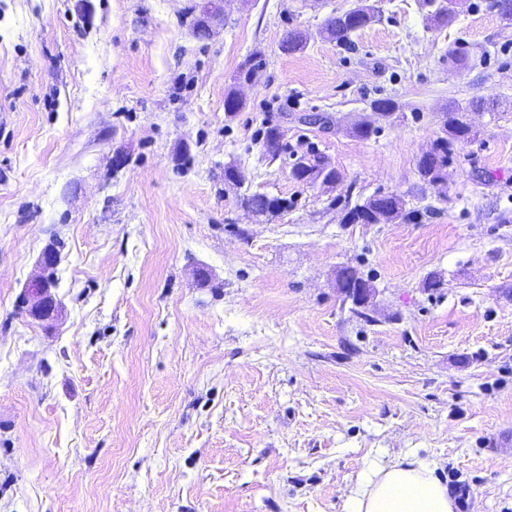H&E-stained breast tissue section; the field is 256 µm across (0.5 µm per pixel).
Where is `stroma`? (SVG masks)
Listing matches in <instances>:
<instances>
[{"label": "stroma", "instance_id": "1", "mask_svg": "<svg viewBox=\"0 0 512 512\" xmlns=\"http://www.w3.org/2000/svg\"><path fill=\"white\" fill-rule=\"evenodd\" d=\"M360 1L226 0L201 38L202 0H0V512H344L411 453L464 512H512V20L364 0L350 46L327 38ZM451 105L477 136L432 187L416 163ZM309 152L336 185L292 179ZM377 192L430 213L343 223ZM252 193L292 205L259 221ZM58 239L48 326L18 296ZM373 17L371 6L351 8L326 20L325 31L337 44H347L351 35L368 25ZM264 66L265 58L263 52L260 50L252 52L240 67L235 78L236 82H257Z\"/></svg>", "mask_w": 512, "mask_h": 512}]
</instances>
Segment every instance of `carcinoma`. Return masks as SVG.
Here are the masks:
<instances>
[{"instance_id": "carcinoma-1", "label": "carcinoma", "mask_w": 512, "mask_h": 512, "mask_svg": "<svg viewBox=\"0 0 512 512\" xmlns=\"http://www.w3.org/2000/svg\"><path fill=\"white\" fill-rule=\"evenodd\" d=\"M454 0H448V7L435 8L430 14L434 24L444 27L450 25L456 17L452 5ZM374 17L370 6H358L346 10L326 20L325 31L338 44H347L351 35L368 25ZM265 66L264 54L260 50L252 52L240 67L236 82H257ZM473 136V129L466 118V110L451 106L444 113L442 135L435 139L432 152L422 156L417 162V172L420 179L428 184L440 182L447 177L448 163L453 159L455 146ZM321 160L306 156L299 157L291 169L294 180L303 183H314L318 180L340 179L337 171L320 168ZM242 203L253 211L264 216L275 215L274 209L279 207L288 211L290 201L286 197L252 194L243 197ZM420 218L418 211L407 207L404 197L391 194L387 196L372 195L363 203L349 208L343 222L346 224H386L397 220L416 221Z\"/></svg>"}]
</instances>
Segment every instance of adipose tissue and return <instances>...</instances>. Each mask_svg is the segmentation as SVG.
Segmentation results:
<instances>
[{
  "instance_id": "1",
  "label": "adipose tissue",
  "mask_w": 512,
  "mask_h": 512,
  "mask_svg": "<svg viewBox=\"0 0 512 512\" xmlns=\"http://www.w3.org/2000/svg\"><path fill=\"white\" fill-rule=\"evenodd\" d=\"M434 462L407 455L367 468L346 494V512H455Z\"/></svg>"
}]
</instances>
